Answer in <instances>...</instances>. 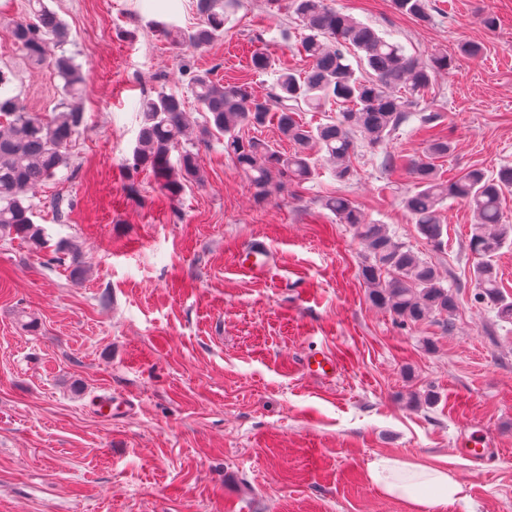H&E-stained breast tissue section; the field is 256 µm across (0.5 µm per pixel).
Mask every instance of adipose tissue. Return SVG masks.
Wrapping results in <instances>:
<instances>
[{
  "label": "adipose tissue",
  "instance_id": "adipose-tissue-1",
  "mask_svg": "<svg viewBox=\"0 0 512 512\" xmlns=\"http://www.w3.org/2000/svg\"><path fill=\"white\" fill-rule=\"evenodd\" d=\"M368 479L384 495L408 501L421 512H446L463 491L446 466L402 462L387 456L369 463Z\"/></svg>",
  "mask_w": 512,
  "mask_h": 512
}]
</instances>
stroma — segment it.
I'll list each match as a JSON object with an SVG mask.
<instances>
[{
    "mask_svg": "<svg viewBox=\"0 0 512 512\" xmlns=\"http://www.w3.org/2000/svg\"><path fill=\"white\" fill-rule=\"evenodd\" d=\"M46 3L90 74L87 128L70 169L33 199L49 248L0 239V512H416L370 483L367 467L384 455L445 462L463 487L447 512H512V324L471 299L474 215L446 200L436 250L402 204L415 188L408 162L431 140L452 143L435 161L445 181L512 166V0H430L426 22L392 0H330L407 53L445 50L455 63L424 94L432 124L415 116L383 145L358 146L347 183L313 151L318 176L265 202L216 141L199 150L201 183L175 199L127 162L144 95L176 91L200 122L182 62L259 95L274 76L253 69L254 52L304 68L289 0H241L223 38L182 51L149 23L193 28L195 0ZM488 13L500 21L492 31ZM465 41L483 56L459 55ZM0 66L28 111L53 112L59 79L2 24ZM336 194L456 287L451 327L402 326L371 303L365 248L323 205ZM56 196L72 204L61 221ZM256 237L275 257L263 276L242 267ZM61 240L77 245L80 270L54 262ZM314 352L334 360L335 376L306 372ZM412 393L436 401L412 407ZM475 432L496 462L462 455Z\"/></svg>",
    "mask_w": 512,
    "mask_h": 512,
    "instance_id": "1",
    "label": "stroma"
}]
</instances>
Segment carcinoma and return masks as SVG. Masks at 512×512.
<instances>
[{
	"label": "carcinoma",
	"instance_id": "cac0c4a2",
	"mask_svg": "<svg viewBox=\"0 0 512 512\" xmlns=\"http://www.w3.org/2000/svg\"><path fill=\"white\" fill-rule=\"evenodd\" d=\"M239 0H196L200 22L191 30L158 22V31L178 50L201 49L224 35V12ZM394 8L420 21L428 18L427 0H392ZM304 33L298 53L306 68H281L269 91L259 96L251 86L224 84L210 73L196 71L190 91L200 106L202 122L194 131L182 96L164 89L144 98L139 106L141 126L131 167L149 169L172 197L201 181L197 146L211 140L224 143V153L235 159L254 189L267 200L283 181L301 183L317 175L308 153L317 145L325 160L335 165L337 180L354 177L348 159L361 133L370 147L383 144L405 124L437 73L449 71L454 58L446 52L421 62L402 45L379 35L371 26L337 11L328 0H291ZM15 43L33 63L50 60L62 81L61 100L45 119L27 111L11 88L12 79L0 69V238L19 239L39 252L48 246L46 229L35 222L30 193L55 178L69 165V144L83 127L80 104L89 75L65 50L70 42L66 24L44 0H30L29 16L8 22ZM332 102L336 118L316 127L295 119L303 108L316 110ZM276 116L281 134L296 145L292 154L257 138L244 139L243 127L263 126ZM451 145L436 139L426 153L410 162L416 191L403 205L419 233L434 248L442 244L440 205L458 199L472 208L477 223L471 228L469 251L477 258L472 277L475 300L494 306L497 317L512 323V300L501 292L494 258L512 236V225L502 223L501 199L512 192V167L495 172L471 168L446 183L437 176L434 160L448 155ZM177 159H172V154ZM325 207L343 224H350L367 249L360 275L370 301L396 318L418 324L431 316L451 320L457 298L444 286L436 267L387 233L382 224L364 222L348 198L331 197Z\"/></svg>",
	"mask_w": 512,
	"mask_h": 512
}]
</instances>
